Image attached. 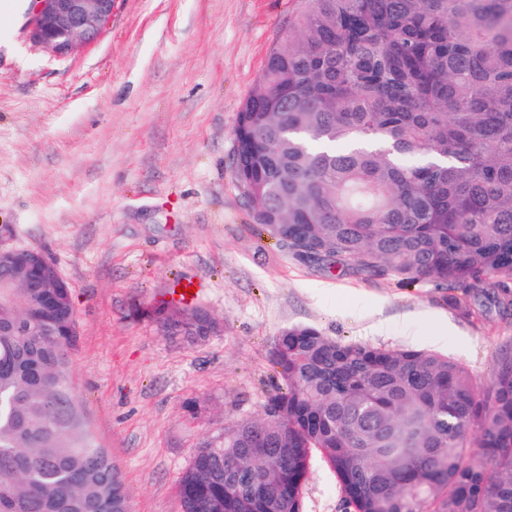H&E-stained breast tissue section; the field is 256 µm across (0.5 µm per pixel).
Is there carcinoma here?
Listing matches in <instances>:
<instances>
[{
    "instance_id": "cac0c4a2",
    "label": "carcinoma",
    "mask_w": 512,
    "mask_h": 512,
    "mask_svg": "<svg viewBox=\"0 0 512 512\" xmlns=\"http://www.w3.org/2000/svg\"><path fill=\"white\" fill-rule=\"evenodd\" d=\"M234 136L255 223L299 259L491 289L512 312V0H296ZM25 278L0 268V512H112L122 478L44 306L59 289ZM271 363L277 395L196 450L183 512H303L315 451L349 512H512V351L481 383L447 355L296 325Z\"/></svg>"
}]
</instances>
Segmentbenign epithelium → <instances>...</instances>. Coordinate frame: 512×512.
<instances>
[{"instance_id": "obj_1", "label": "benign epithelium", "mask_w": 512, "mask_h": 512, "mask_svg": "<svg viewBox=\"0 0 512 512\" xmlns=\"http://www.w3.org/2000/svg\"><path fill=\"white\" fill-rule=\"evenodd\" d=\"M113 0H34L31 35L53 56L65 58L80 45L97 42L112 15ZM23 265L30 268L29 287L45 288L57 281L59 287L67 283L59 276L49 258L31 248L0 247V264Z\"/></svg>"}]
</instances>
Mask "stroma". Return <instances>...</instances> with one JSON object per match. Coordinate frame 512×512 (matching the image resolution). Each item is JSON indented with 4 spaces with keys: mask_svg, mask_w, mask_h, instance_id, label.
I'll return each mask as SVG.
<instances>
[{
    "mask_svg": "<svg viewBox=\"0 0 512 512\" xmlns=\"http://www.w3.org/2000/svg\"><path fill=\"white\" fill-rule=\"evenodd\" d=\"M294 0H113L102 38L58 59L0 21V245L44 251L77 312L71 375L129 512H182L195 450L276 393L282 330L436 351L487 381L512 315L467 312L453 289L326 272L252 217L234 165L241 105ZM201 284L205 339L155 312L172 281ZM303 512H346L313 454Z\"/></svg>",
    "mask_w": 512,
    "mask_h": 512,
    "instance_id": "obj_1",
    "label": "stroma"
}]
</instances>
